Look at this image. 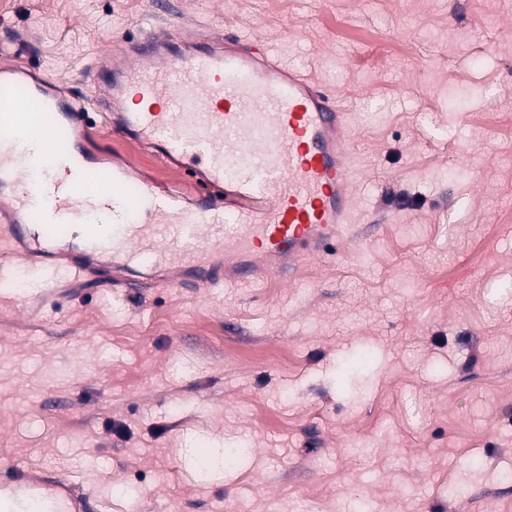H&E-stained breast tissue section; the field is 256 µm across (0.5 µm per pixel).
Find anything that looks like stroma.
I'll return each instance as SVG.
<instances>
[{
    "mask_svg": "<svg viewBox=\"0 0 512 512\" xmlns=\"http://www.w3.org/2000/svg\"><path fill=\"white\" fill-rule=\"evenodd\" d=\"M170 8L0 0L21 39L0 66L81 95L141 23L263 34L349 114L354 228L309 285L128 295L52 225L98 270L37 304L0 268V467L80 512H512V0Z\"/></svg>",
    "mask_w": 512,
    "mask_h": 512,
    "instance_id": "obj_1",
    "label": "stroma"
}]
</instances>
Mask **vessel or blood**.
<instances>
[{
	"mask_svg": "<svg viewBox=\"0 0 512 512\" xmlns=\"http://www.w3.org/2000/svg\"><path fill=\"white\" fill-rule=\"evenodd\" d=\"M93 99L110 132L135 136L175 164L194 187L131 186L124 167L75 150L96 122L84 101L55 90L26 66L0 71V238L26 246L32 286L75 280L77 262L42 264L45 239L32 223H104L88 248L111 254L113 287L216 288L285 277L304 257L332 255L354 221L356 181L347 115L316 77L284 64L265 38L146 22L119 39L109 65L93 68ZM38 135L37 156L15 145ZM164 278H157V271ZM0 485L22 512H62L30 497L28 476Z\"/></svg>",
	"mask_w": 512,
	"mask_h": 512,
	"instance_id": "vessel-or-blood-1",
	"label": "vessel or blood"
}]
</instances>
